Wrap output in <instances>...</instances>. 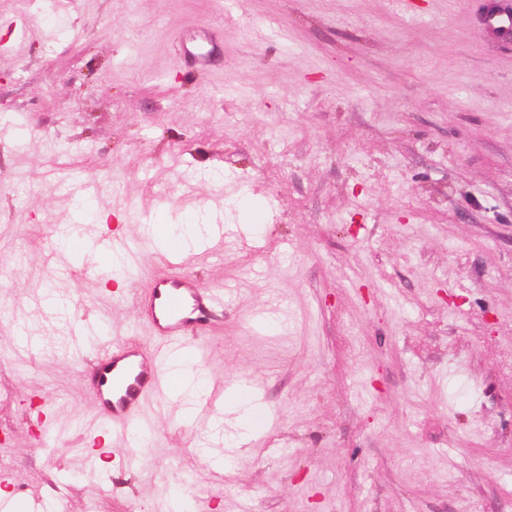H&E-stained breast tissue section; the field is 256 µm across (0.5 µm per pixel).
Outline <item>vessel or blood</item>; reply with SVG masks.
Segmentation results:
<instances>
[{
  "label": "vessel or blood",
  "instance_id": "1",
  "mask_svg": "<svg viewBox=\"0 0 512 512\" xmlns=\"http://www.w3.org/2000/svg\"><path fill=\"white\" fill-rule=\"evenodd\" d=\"M229 290L205 288L186 276L156 279L145 298L157 335L190 338L207 309L222 305ZM101 321L82 322L77 330L79 343L88 345L96 363L98 382L95 397L103 417L117 437L130 438L142 422L147 395L161 398L165 384L157 369L132 348L106 341Z\"/></svg>",
  "mask_w": 512,
  "mask_h": 512
}]
</instances>
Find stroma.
Segmentation results:
<instances>
[{
  "label": "stroma",
  "mask_w": 512,
  "mask_h": 512,
  "mask_svg": "<svg viewBox=\"0 0 512 512\" xmlns=\"http://www.w3.org/2000/svg\"><path fill=\"white\" fill-rule=\"evenodd\" d=\"M482 6L0 0V512H512V43ZM188 192L222 231L182 272L235 294L194 339L199 418L150 399L135 461L73 331L167 369L140 297L172 269L142 248L119 289L61 236L142 239ZM241 382L270 419L233 447Z\"/></svg>",
  "instance_id": "stroma-1"
}]
</instances>
